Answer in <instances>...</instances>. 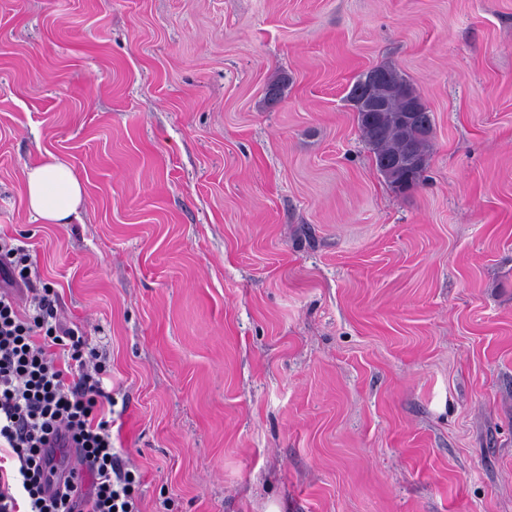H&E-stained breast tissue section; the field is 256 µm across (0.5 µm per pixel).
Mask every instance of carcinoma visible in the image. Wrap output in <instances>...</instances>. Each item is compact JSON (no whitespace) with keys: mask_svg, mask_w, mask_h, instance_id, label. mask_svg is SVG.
<instances>
[{"mask_svg":"<svg viewBox=\"0 0 512 512\" xmlns=\"http://www.w3.org/2000/svg\"><path fill=\"white\" fill-rule=\"evenodd\" d=\"M375 78L358 76L349 101L357 116L358 129L373 154L378 172L398 192L414 189L427 168L431 136H417L404 131L398 118L419 94L393 67H372Z\"/></svg>","mask_w":512,"mask_h":512,"instance_id":"cac0c4a2","label":"carcinoma"}]
</instances>
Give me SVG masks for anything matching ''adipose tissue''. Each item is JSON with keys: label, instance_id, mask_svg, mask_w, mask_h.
I'll use <instances>...</instances> for the list:
<instances>
[{"label": "adipose tissue", "instance_id": "ef3b65f1", "mask_svg": "<svg viewBox=\"0 0 512 512\" xmlns=\"http://www.w3.org/2000/svg\"><path fill=\"white\" fill-rule=\"evenodd\" d=\"M29 211L45 224H66L83 203L84 188L71 166L58 159H40L25 170Z\"/></svg>", "mask_w": 512, "mask_h": 512}]
</instances>
